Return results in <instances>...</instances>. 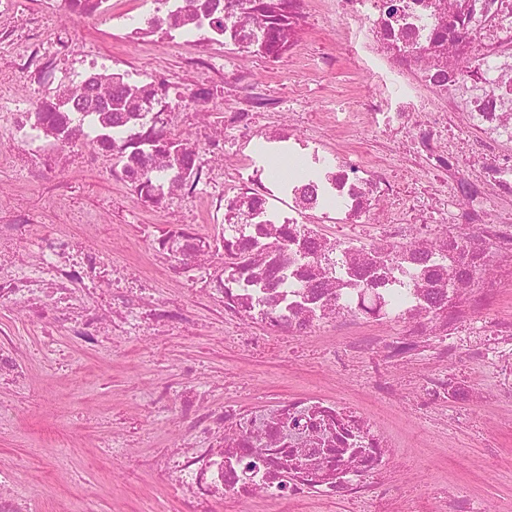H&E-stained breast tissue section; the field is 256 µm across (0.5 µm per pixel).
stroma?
I'll return each instance as SVG.
<instances>
[{
    "mask_svg": "<svg viewBox=\"0 0 512 512\" xmlns=\"http://www.w3.org/2000/svg\"><path fill=\"white\" fill-rule=\"evenodd\" d=\"M35 7L36 0H9L0 14V102L28 106L37 95H52L61 72L47 69L40 46L57 27L67 26L75 55H115L136 74L160 65L177 87L204 82L212 69L239 75V89H260L275 111L306 113L310 133L321 130L324 118L341 122L359 109L353 63L338 48L336 27L326 19L314 18L302 29L305 51L292 63L260 65L216 45L207 52L204 69L186 66L185 50L123 44L111 38L105 21L59 13L44 19L33 36L13 43L12 34L24 30ZM214 191L203 180L159 210H145L113 182L104 160L67 156L55 173L39 177L0 155V211L23 205L39 212L44 224H71L81 214H94L96 243L106 257L132 276L152 277L164 297L197 311L190 327L160 340L147 334L122 340L115 352L102 354L76 344L63 329L54 346L46 347L34 326L23 325L19 311L0 308V326H22L21 347L29 361L23 388L0 379V404L15 408L10 427L0 429V467L17 470L30 499L28 512H70L87 498L95 500L98 512H184L162 480L141 466L144 456L166 450L183 424L169 412L142 411L140 395L149 387L181 390L188 382L180 374L185 364L196 370L190 382L214 400L223 398L228 382L245 387L239 401L252 405L313 379L376 410L373 383L362 368L347 376L332 372L331 338L286 335L277 352L261 356L226 343L221 316L197 309L187 289L149 253V239L165 225L214 223L206 204ZM437 365L424 353L393 370L400 391L383 425L402 448L390 495L421 505L443 493L452 507L471 502L477 512H512V395L495 389L489 370L452 363L449 377L466 380L471 400L442 405L439 420L419 418L410 405L416 377ZM132 436L142 442L123 456L104 447L110 438Z\"/></svg>",
    "mask_w": 512,
    "mask_h": 512,
    "instance_id": "1",
    "label": "stroma"
}]
</instances>
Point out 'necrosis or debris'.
Instances as JSON below:
<instances>
[{"label": "necrosis or debris", "instance_id": "4bbe7bcc", "mask_svg": "<svg viewBox=\"0 0 512 512\" xmlns=\"http://www.w3.org/2000/svg\"><path fill=\"white\" fill-rule=\"evenodd\" d=\"M39 2L47 13L106 17L124 43L187 49L190 65L216 41L264 63L293 58L313 12L334 21L339 43L379 87L354 115L380 136L377 153L356 154L354 123L337 125L328 141L284 128L253 94L239 95L224 108V127L255 131L260 145L225 166L211 198L220 223L167 225L148 249L223 313L226 339L244 348L285 334L342 337L333 366L347 373L364 361L387 401L397 393L387 362L431 353L440 366L417 379L413 395L422 415L449 395L467 397L448 385L451 359L494 366L512 391V323L493 316L512 276V213L488 207L490 196L512 199V0H142L136 16L112 0ZM195 100V88L174 90L163 68L135 77L87 58L50 98L0 110V143L45 174L67 147L83 145L111 161L135 204L156 207L181 189L184 159L203 161L202 143L181 140L178 159L153 148L173 102ZM273 155L295 161V176H267ZM394 156L421 172L434 211L402 193L387 169ZM452 198L462 207L458 231L448 232L435 214ZM33 224L22 209L0 214V304L24 311L45 338L62 326L81 346L108 350L142 318L190 322L152 279L126 296L115 281L95 280L103 262L95 245L72 252L67 226L36 238ZM142 401L189 420L171 451L143 463L190 512L257 493L404 512L381 493L396 480L397 442L352 397L314 387L256 411L228 397L198 416L194 400L166 390L146 389Z\"/></svg>", "mask_w": 512, "mask_h": 512}]
</instances>
